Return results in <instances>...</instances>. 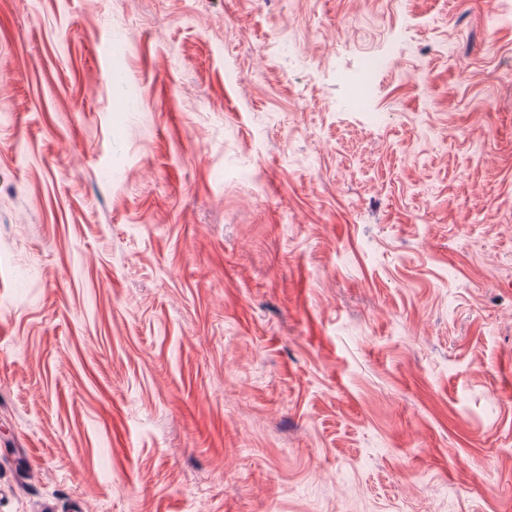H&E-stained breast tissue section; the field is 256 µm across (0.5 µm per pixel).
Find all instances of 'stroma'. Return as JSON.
<instances>
[{
  "label": "stroma",
  "instance_id": "stroma-1",
  "mask_svg": "<svg viewBox=\"0 0 512 512\" xmlns=\"http://www.w3.org/2000/svg\"><path fill=\"white\" fill-rule=\"evenodd\" d=\"M0 105V512H512V0H0ZM383 64V60L372 58L363 64V68L355 74L352 85L356 88L355 98L359 104H365L372 90V75Z\"/></svg>",
  "mask_w": 512,
  "mask_h": 512
}]
</instances>
